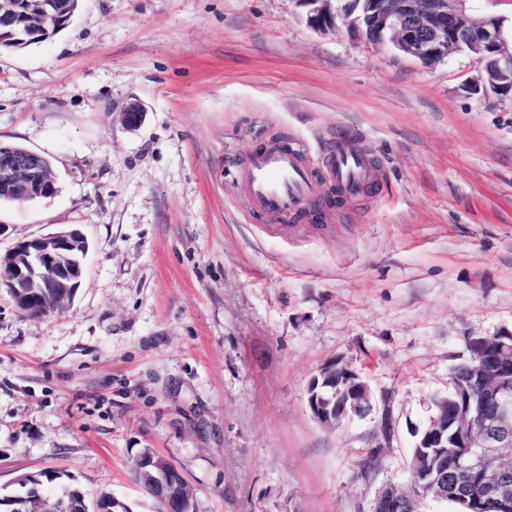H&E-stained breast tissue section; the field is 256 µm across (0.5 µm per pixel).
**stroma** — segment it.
<instances>
[{"label": "stroma", "mask_w": 512, "mask_h": 512, "mask_svg": "<svg viewBox=\"0 0 512 512\" xmlns=\"http://www.w3.org/2000/svg\"><path fill=\"white\" fill-rule=\"evenodd\" d=\"M479 71L316 32L298 0H80L0 51V143L47 157L58 187L0 202V255L89 243L65 311L0 292V495L57 469L52 495L156 512L128 467L145 448L193 512H369L409 486L412 431L468 339L512 332V99L468 91ZM340 128L376 165L370 194L301 223L252 211L237 177L258 143L317 161ZM335 361L372 406L327 427L308 385Z\"/></svg>", "instance_id": "obj_1"}]
</instances>
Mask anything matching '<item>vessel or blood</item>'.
Returning a JSON list of instances; mask_svg holds the SVG:
<instances>
[{"instance_id":"obj_1","label":"vessel or blood","mask_w":512,"mask_h":512,"mask_svg":"<svg viewBox=\"0 0 512 512\" xmlns=\"http://www.w3.org/2000/svg\"><path fill=\"white\" fill-rule=\"evenodd\" d=\"M326 175L347 196L365 194L372 169L363 154L344 133L330 145ZM241 189L256 211L263 215H288L303 210L316 196L314 168L300 144L274 142L253 150L240 177Z\"/></svg>"}]
</instances>
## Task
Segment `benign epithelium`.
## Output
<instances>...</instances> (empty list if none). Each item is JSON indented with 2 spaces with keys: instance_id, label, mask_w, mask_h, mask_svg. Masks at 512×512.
<instances>
[{
  "instance_id": "7a95c632",
  "label": "benign epithelium",
  "mask_w": 512,
  "mask_h": 512,
  "mask_svg": "<svg viewBox=\"0 0 512 512\" xmlns=\"http://www.w3.org/2000/svg\"><path fill=\"white\" fill-rule=\"evenodd\" d=\"M306 8V21L320 33L334 32L339 23L358 37L373 43L388 42L398 50L435 64L462 52L474 54L480 73L474 88L499 97L512 96V33L505 19L480 13L469 6L472 0H299ZM57 0H25L29 14H47L57 8ZM144 120L142 107L130 104L122 112V121L138 127ZM55 176L43 156L26 148L0 144V184L15 199L31 200L56 192ZM86 240L72 231H59L18 243L0 257V290L11 292L15 305L28 307L29 292L46 294L60 288L80 286L82 258ZM476 358L485 364L484 373L496 374L489 388L495 401L494 412L485 415L478 427H467V451L445 460L438 454L448 447V406H431L432 414L423 426L424 435L415 448L427 456L412 471L413 486L425 497L441 500L448 492V469L478 476L486 490L492 492L512 477V454L505 457L501 449L512 447V332L501 333L493 340L478 343ZM353 381L336 390V416L324 419L313 416L327 426H334L352 414L371 407L372 393L354 370ZM135 461L137 473L151 477L155 488L170 500L180 502L186 480L171 463L163 466L151 449L140 451ZM379 512H403V498L388 487L377 492Z\"/></svg>"
}]
</instances>
